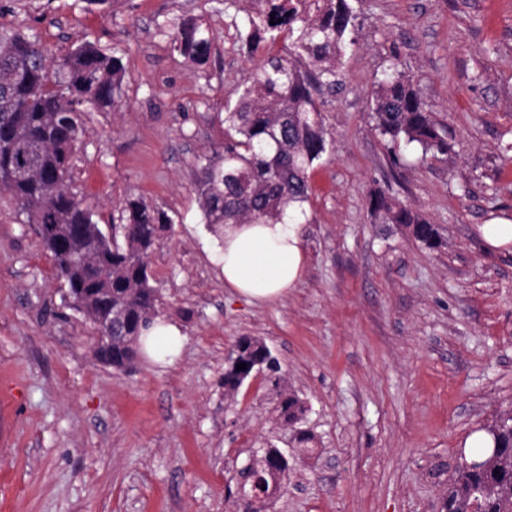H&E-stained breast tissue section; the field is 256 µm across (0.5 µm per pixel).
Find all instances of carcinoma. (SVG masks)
Returning <instances> with one entry per match:
<instances>
[{
	"label": "carcinoma",
	"mask_w": 512,
	"mask_h": 512,
	"mask_svg": "<svg viewBox=\"0 0 512 512\" xmlns=\"http://www.w3.org/2000/svg\"><path fill=\"white\" fill-rule=\"evenodd\" d=\"M240 1V51L255 63L235 103L224 104V150L206 158L196 187L205 223L216 234L226 224L302 223L310 195L308 174L327 152L322 115L325 91L338 83L341 58L354 43L350 0ZM288 51H273L280 36ZM176 48L191 60L208 58L209 30L188 22L177 26ZM120 59L91 44L78 45L51 67L36 35L0 31V190L17 201L26 223L40 224L56 269L68 284L70 307L93 317L97 357L123 368L135 355L142 332L158 317L157 290L149 254L171 218L159 207L129 200L106 238L94 211L71 190V158L83 133L82 102L107 112L122 93ZM373 119L379 133L398 146L423 153L447 151L411 78L396 65L376 81ZM372 210L392 224H409L419 241L433 246L437 230L425 218L391 202L381 191ZM112 331H107V324ZM246 364L238 370L236 365ZM262 363L275 361L264 342L238 341L224 371V391L237 390ZM305 411L293 396L283 399L279 416L294 424ZM496 449L475 448L481 470L463 465L444 506L445 512H512V409L488 426ZM250 492L269 495L288 482V467L277 449L255 460Z\"/></svg>",
	"instance_id": "cac0c4a2"
}]
</instances>
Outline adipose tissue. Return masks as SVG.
Masks as SVG:
<instances>
[{
  "label": "adipose tissue",
  "instance_id": "1",
  "mask_svg": "<svg viewBox=\"0 0 512 512\" xmlns=\"http://www.w3.org/2000/svg\"><path fill=\"white\" fill-rule=\"evenodd\" d=\"M216 257L224 285L253 304L283 298L305 271V254L295 224H228L217 241ZM184 338L175 323L162 319L144 330L141 342L147 357L173 364Z\"/></svg>",
  "mask_w": 512,
  "mask_h": 512
}]
</instances>
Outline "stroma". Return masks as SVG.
<instances>
[{"instance_id": "35a3bbf8", "label": "stroma", "mask_w": 512, "mask_h": 512, "mask_svg": "<svg viewBox=\"0 0 512 512\" xmlns=\"http://www.w3.org/2000/svg\"><path fill=\"white\" fill-rule=\"evenodd\" d=\"M350 4L305 273L254 306L225 288L196 194L224 144L217 114L253 68L224 0H0V27L54 60L83 42L119 57L122 97L85 109L72 189L104 229L130 198L168 213L150 268L160 318L186 337L171 365L99 361L36 226L0 192V512H238V473L269 444L289 477L265 512H442L467 437L512 409V244L482 231L512 224V0ZM183 21L212 32L207 62L163 33ZM394 63L447 153L393 154L376 130L374 81ZM379 190L433 224L436 246L372 217ZM244 336L279 380L255 372L228 397ZM284 393L306 406L298 424L278 416Z\"/></svg>"}]
</instances>
